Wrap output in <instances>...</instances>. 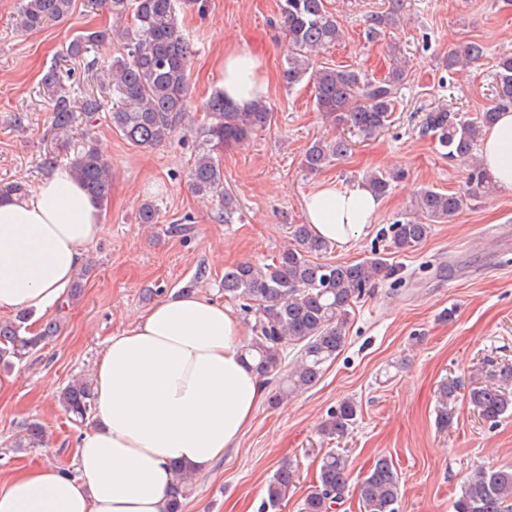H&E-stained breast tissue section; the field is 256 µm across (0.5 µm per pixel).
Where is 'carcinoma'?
I'll return each mask as SVG.
<instances>
[{
	"label": "carcinoma",
	"instance_id": "carcinoma-1",
	"mask_svg": "<svg viewBox=\"0 0 512 512\" xmlns=\"http://www.w3.org/2000/svg\"><path fill=\"white\" fill-rule=\"evenodd\" d=\"M112 18H131L120 32L123 53L99 79L98 91L74 88L64 83L57 69L51 68L41 79L43 93L53 100L51 128L69 131L77 122V113L91 122L112 110L108 120L130 145L151 149L174 140L185 118L189 94L188 71L194 55L192 43L174 22L176 0H105ZM283 28L288 35L285 82L293 86L304 78L313 85L315 107L338 126L370 137L383 129L396 109L397 90L406 71L394 68L384 79H370L357 71L333 67L313 68V56L321 48L340 41L342 30L325 0H280ZM402 0H391V9L369 19L368 36L375 40L395 22ZM75 0H20L21 28L37 31L52 21L72 14ZM109 29L79 34L66 48V55L86 62L92 46L110 38ZM485 47L470 42L460 53L448 54L446 67L453 71L479 61ZM495 105L480 113L477 121L454 123L448 112L429 114L426 129L436 134L448 157L472 159L483 131L496 121L500 110L512 104V54L498 57L493 71ZM208 121L197 128L203 152L194 159L189 173L191 190L206 198H217L225 218L233 213V201L224 195V171L216 153L240 145L254 132L271 123L272 113L264 100L240 110L224 103V93L216 92L204 103ZM350 151L342 137L319 139L306 150L302 166L310 173L323 169ZM74 177L99 205L107 203L112 188V168L90 142L77 147L70 161ZM405 177L372 173L365 178L367 189L376 196L386 195L392 183ZM28 192L24 182L0 183V199L21 197ZM463 206L462 196L433 188L418 192L414 199L415 216L389 225L384 237L396 252L420 245L431 232V225L448 222ZM158 208L145 201L138 210L141 224L158 223ZM293 244L283 249L272 263L256 265L244 262L224 270V295L243 302V310L254 314L252 336L244 351L264 378L281 363L283 348L300 346L299 354L288 368L286 378L277 382L270 396L278 404L314 386L326 363L336 359L346 342L350 308L365 289L395 275L387 259L374 252L356 263L317 260L327 252L328 242L316 237L308 224L288 226ZM27 315L0 323V363L11 366L12 359L37 351L58 331V322L45 323L38 332L21 334ZM494 382L473 388L470 401L486 421L496 423L512 413V366L491 369ZM63 409L82 420L93 409L90 385L75 383L63 389L59 397ZM357 405L341 402L330 411L321 432L327 436L344 434L356 422ZM46 443L44 428L30 423L15 440L16 448H34ZM195 473L178 468V483L171 491L170 512H182L193 487ZM296 481V467L289 461L280 464L267 482L260 512H281V507ZM356 495L360 512H399L401 477L391 459L380 456L359 480L352 481L347 456L336 450L320 460L317 482L304 498L302 512H330L333 506ZM454 512H512V466L479 467L466 480L461 495L453 503Z\"/></svg>",
	"mask_w": 512,
	"mask_h": 512
}]
</instances>
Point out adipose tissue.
Segmentation results:
<instances>
[{
  "instance_id": "adipose-tissue-1",
  "label": "adipose tissue",
  "mask_w": 512,
  "mask_h": 512,
  "mask_svg": "<svg viewBox=\"0 0 512 512\" xmlns=\"http://www.w3.org/2000/svg\"><path fill=\"white\" fill-rule=\"evenodd\" d=\"M226 102L264 98L261 58L224 52ZM481 157L512 193V108L483 137ZM380 198L325 181L305 203L320 238L344 246L377 217ZM103 231L100 207L69 168L31 196L0 200V315H41L66 298L89 246ZM241 322L203 296H170L108 339L94 370L97 423L77 444L76 474L32 466L0 484V512H169L175 464L208 473L236 446L263 404L262 378L239 341Z\"/></svg>"
}]
</instances>
